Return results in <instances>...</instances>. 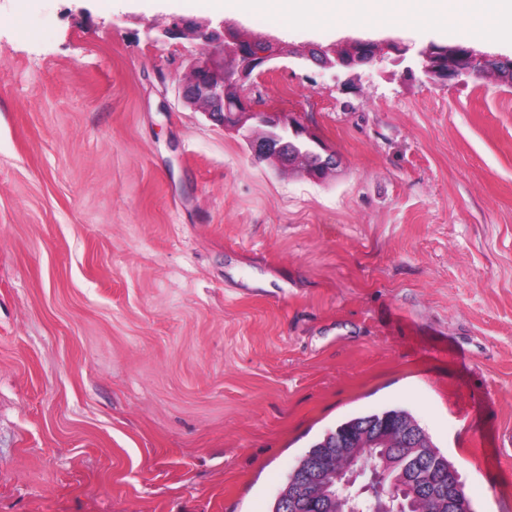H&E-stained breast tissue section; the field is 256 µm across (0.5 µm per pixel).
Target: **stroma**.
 Wrapping results in <instances>:
<instances>
[{"mask_svg":"<svg viewBox=\"0 0 512 512\" xmlns=\"http://www.w3.org/2000/svg\"><path fill=\"white\" fill-rule=\"evenodd\" d=\"M164 0H0V512H271L402 409L512 512V80L291 66L321 181L186 105Z\"/></svg>","mask_w":512,"mask_h":512,"instance_id":"stroma-1","label":"stroma"}]
</instances>
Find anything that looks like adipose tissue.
I'll return each instance as SVG.
<instances>
[{"instance_id":"1","label":"adipose tissue","mask_w":512,"mask_h":512,"mask_svg":"<svg viewBox=\"0 0 512 512\" xmlns=\"http://www.w3.org/2000/svg\"><path fill=\"white\" fill-rule=\"evenodd\" d=\"M214 14L262 16L274 27L405 33L423 23L463 24L470 38L512 41V0H203Z\"/></svg>"}]
</instances>
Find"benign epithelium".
Listing matches in <instances>:
<instances>
[{"label": "benign epithelium", "mask_w": 512, "mask_h": 512, "mask_svg": "<svg viewBox=\"0 0 512 512\" xmlns=\"http://www.w3.org/2000/svg\"><path fill=\"white\" fill-rule=\"evenodd\" d=\"M162 35L170 39H199L210 46V51L193 59L189 79L182 87V98L190 106L199 108L213 121L224 127L244 131L253 158L258 161L272 160L281 167L289 164L292 147L297 132L311 138L315 132L306 125L298 113L283 109L258 111L249 96L257 79L275 69L274 62L286 60L292 64H314L321 67H339L351 71L354 68L372 63L386 53H392L397 61L406 59L409 47L394 39L382 41L348 38L342 42V52L332 46H295L274 35L255 37L225 21L219 28L210 23H198L175 19L162 29ZM431 48L417 51L415 58L421 71L431 79L445 82L460 76H479L484 67H510L508 58L483 53L473 47L465 49V61L446 72L437 70L431 61ZM261 127L262 138L252 134L253 127L248 122ZM369 474L368 482L375 483L373 468L363 461H352L348 474H336L334 494L346 503L348 512H404V504L397 501L392 488L375 483L364 497L358 479ZM460 484L448 481V488L434 489L431 496L436 501L448 499V507L456 512H470L467 500L458 495Z\"/></svg>", "instance_id": "benign-epithelium-1"}]
</instances>
